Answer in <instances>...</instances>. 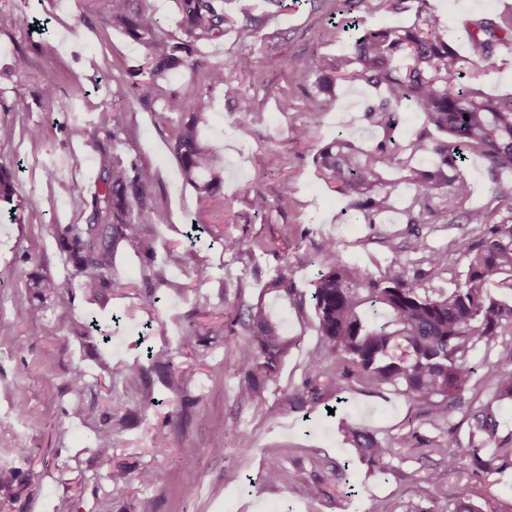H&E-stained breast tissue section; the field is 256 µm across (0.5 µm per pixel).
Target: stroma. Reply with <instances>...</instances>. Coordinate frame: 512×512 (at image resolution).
I'll return each mask as SVG.
<instances>
[{"instance_id":"35a3bbf8","label":"stroma","mask_w":512,"mask_h":512,"mask_svg":"<svg viewBox=\"0 0 512 512\" xmlns=\"http://www.w3.org/2000/svg\"><path fill=\"white\" fill-rule=\"evenodd\" d=\"M284 2L285 10L274 17L266 0H225L227 11L245 6L263 18L261 29L252 33L235 28L219 41L199 44V68L172 75L147 96L145 78L138 73L144 50L122 32L103 27L104 0H0V9L16 17L14 27L0 30V125L14 130L11 140L0 141V163L16 170L13 204L0 206V464L13 462L18 448L33 454L32 464L21 468V483L0 489V512H58L62 505L69 512H140L147 499L154 512H455L463 501L482 512L494 501L512 503V468L488 476L465 460L442 486L428 482V474L442 464L424 442L447 439L452 430L466 439L462 411L436 420L393 389L355 377L335 412L323 404L293 402L311 361L334 370L342 367L328 353L312 309L299 312L273 303L275 315L297 344L285 357L277 381L267 384L256 402L238 399L243 376L235 360L247 341L243 333L223 332L222 324L236 299L255 300L279 266L288 267L299 290H310L318 253L333 239L341 243L344 260L376 276L397 263L416 270L419 241L450 252V271L441 288L453 289L467 269L466 259L451 251L463 225L447 219L406 224L401 211L410 202L409 191L394 197L395 210L384 214L381 223L366 224L343 215L342 201L318 178L313 156L337 133L373 141L359 112L367 89L339 85L338 109L327 112L304 143L295 142L290 129L306 121L307 103L297 102L290 112L279 109L280 98L313 83L295 72L291 61L345 50L350 39L340 26L347 17H357L366 26H386L409 23L413 11L392 14L379 8V0H353L349 5L344 0ZM429 2L442 18L449 43L461 52L466 49V19L512 5V0ZM245 51L255 59L254 76L229 88L205 80L209 68ZM48 70L57 76L50 105L40 96L42 75ZM116 83L125 86L127 97L115 106L107 89ZM170 96L188 108L198 97L209 99L199 133L203 145L223 149L220 195L203 200L183 185L171 152L181 115L163 109ZM102 112L116 132L106 143L113 158L157 171L151 202L159 221L153 241L119 244L112 267L116 286L91 301L59 250L54 227L88 221L101 154L93 137L75 139L67 130L78 121L93 126ZM33 126L44 129L36 142L27 135ZM256 191L272 203L288 192L297 204L288 211L260 214L247 204ZM228 235L272 245L274 251L252 256L225 251ZM389 238L400 243V254L388 251ZM173 247L192 250L207 267L204 283H196L191 269L167 264ZM155 273L161 281L147 285L146 276ZM34 274L68 287L79 330H59L51 298L39 322L17 320L28 296L26 283ZM149 286L158 298L152 309L140 301ZM200 311L207 313V324L214 329L211 343L180 347L183 325ZM149 347L174 349L177 366L196 369L189 387L196 414L178 418V398L155 374L150 377L152 405H142L118 380L111 392H104L98 358L132 363ZM77 368L85 371L89 383L85 407L128 418L113 433L107 451L98 447L101 427L69 413L73 395L67 380ZM348 424L397 442L395 456L367 473L345 440ZM161 433L167 434L169 446L158 452L154 440ZM219 434L224 450L211 452ZM243 434L252 442L246 451L239 446ZM271 460L281 471L275 483L263 479ZM146 468L161 473L158 484L139 483L137 476ZM117 469L130 477L119 491L104 479L107 471ZM309 485L322 486L323 495L309 498Z\"/></svg>"}]
</instances>
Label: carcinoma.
<instances>
[{"label":"carcinoma","mask_w":512,"mask_h":512,"mask_svg":"<svg viewBox=\"0 0 512 512\" xmlns=\"http://www.w3.org/2000/svg\"><path fill=\"white\" fill-rule=\"evenodd\" d=\"M106 2L103 25L122 30L144 49L150 90L158 81L197 66L199 42L223 37L224 28L233 24L219 0H180L184 38L177 41L142 0ZM417 3L416 20L408 26L362 29L360 20L352 18L347 28L358 34L345 52L292 61L294 71L314 77V85L313 90L302 91L310 102V119L293 126L291 137L298 142L310 138L322 114L337 106L335 86L349 83L373 89L362 103L361 120L367 129L379 132L376 141L363 146L349 136H337L315 155L317 172L346 200L350 215L362 217L366 224L378 223L403 185L415 188L405 210L406 223L429 224L454 213L470 226L453 244L454 251L468 260L464 280L450 292L440 290L434 295L421 290L420 280H440L449 271L446 249L418 243L415 249L423 252L424 269L411 276L401 265L377 277L345 261L336 241L330 240L317 259L320 272L311 295L295 288L286 264L273 273L266 291L300 312L311 302L324 344L345 365L335 373L319 362L310 363L304 390L297 398L317 403L328 392H344L347 380L356 375L367 384L399 391L424 412L443 419L450 411L471 405L466 398L474 375L470 355L481 346L499 348V361L485 366L479 383L493 388L498 399L512 400V93L489 97L477 88L481 73L512 50V6L468 20V52L461 55L448 43L441 18L428 0ZM253 69L251 53L243 52L228 64L210 69L207 79L230 87ZM407 108L420 113L424 121L419 131L403 139L399 130ZM208 109L209 100L195 101L194 112L180 124L172 146L180 178L201 197H213L224 186L222 149L205 147L199 139L198 122ZM99 150L102 171L88 223L54 228L59 249L66 254L73 275L80 278L81 290L91 297L112 289L118 245L153 240L157 223V211L148 200L156 171L136 162L116 161L102 144ZM474 157L481 159L489 178L490 209L464 207L473 190L463 169ZM15 193L14 173L1 164L0 202H10ZM491 282L507 297H494L488 288ZM63 293L64 286L56 281L32 276L29 301L18 318L38 322L44 301L53 295L59 298V327L77 329ZM232 322L247 336L248 348L240 353L236 366L244 375L238 398L249 404L266 383L276 381L293 341L281 322L274 320L263 296L255 301L237 299ZM207 339L203 326L192 321L184 329L181 346H201ZM174 359L167 349L148 353L151 368L162 373L168 388L178 393L193 382L195 371L175 369ZM100 369L109 376L121 374L125 386L140 393L141 402H151L144 365L103 361ZM68 386L78 395L73 412L85 415L80 398L87 386L85 374L75 370ZM469 417L467 443L453 436L427 441L429 452L446 464L444 470L428 476L432 483L445 482L464 459L482 472L512 467V439H499L496 415L480 409L469 412ZM126 420L104 414L108 429L101 447L111 446L112 431ZM347 432L362 460L375 465L393 455L395 443L355 426ZM493 442L498 444L497 453L486 459L482 449Z\"/></svg>","instance_id":"cac0c4a2"}]
</instances>
